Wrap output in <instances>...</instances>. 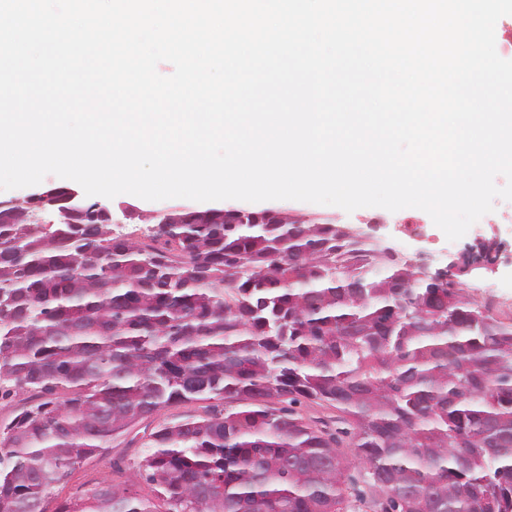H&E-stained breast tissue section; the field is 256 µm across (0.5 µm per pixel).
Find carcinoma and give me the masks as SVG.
<instances>
[{"mask_svg":"<svg viewBox=\"0 0 512 512\" xmlns=\"http://www.w3.org/2000/svg\"><path fill=\"white\" fill-rule=\"evenodd\" d=\"M0 207V512L45 495L175 402L224 411L154 428L133 478L58 512H512V323L347 226L172 210L151 242L109 211ZM319 400L342 438L290 408ZM363 482L367 489L358 488Z\"/></svg>","mask_w":512,"mask_h":512,"instance_id":"obj_1","label":"carcinoma"}]
</instances>
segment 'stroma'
Segmentation results:
<instances>
[{
  "mask_svg": "<svg viewBox=\"0 0 512 512\" xmlns=\"http://www.w3.org/2000/svg\"><path fill=\"white\" fill-rule=\"evenodd\" d=\"M100 203L112 214L113 232L138 240L151 236L157 223V214L174 208L198 210L202 207L201 202L187 199L147 201L126 194L111 199L101 198ZM220 206L224 209L234 207L250 211L283 209L308 218H328L334 223L362 231L377 218L381 221L378 235L384 237L398 253L406 257L424 253L434 268L447 266L466 247L485 239L497 240L503 246V253L495 268H479L460 273L456 275L455 281L478 303L491 304L493 313L499 319L505 322L512 320V201L496 200L493 212L483 216L462 238L453 242L447 240L444 232L426 212L416 208L391 212L383 208L364 207L348 213L336 206L294 200L250 203L224 200ZM209 409L210 404L206 401L175 403L159 411L147 422L137 423L113 437L104 451L76 465L67 482L50 491L44 499L46 512H56L64 502L82 496L95 486L122 482L125 475L131 474L133 465L144 453L150 428L188 415H202Z\"/></svg>",
  "mask_w": 512,
  "mask_h": 512,
  "instance_id": "obj_1",
  "label": "stroma"
}]
</instances>
